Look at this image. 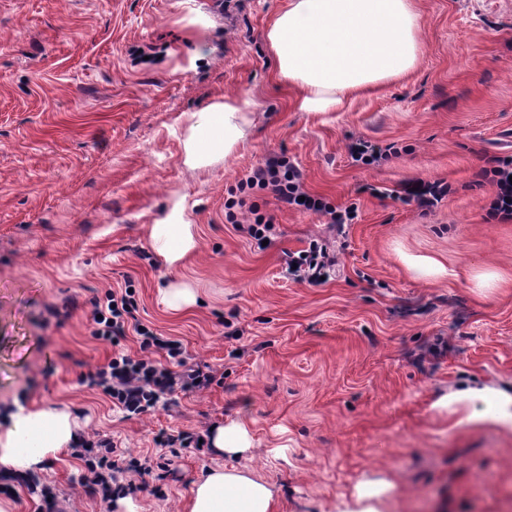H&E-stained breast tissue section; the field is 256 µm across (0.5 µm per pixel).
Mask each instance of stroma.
<instances>
[{"mask_svg": "<svg viewBox=\"0 0 512 512\" xmlns=\"http://www.w3.org/2000/svg\"><path fill=\"white\" fill-rule=\"evenodd\" d=\"M413 2L417 67L310 112L264 40L288 0H0V407L68 408L120 458L168 464L156 489L108 507L72 455L39 476L53 504L1 479L15 512H188L193 481L224 466L268 481L275 512H337L378 479L391 485L382 512H512V422L473 421L467 401L433 407L469 386L512 391V221L488 219L495 188L479 176L512 155V0ZM242 94L256 103L244 140L189 171L192 113ZM359 138L397 151L356 164ZM281 153L310 194L357 206L356 222L340 230L260 192L252 203L275 220L266 248L228 223V188ZM415 179L454 192L424 214L392 196ZM177 205L198 247L173 269L146 230ZM313 240L336 256L327 278L286 275ZM128 280L142 323L221 385L129 418L83 382L112 356L91 334L93 305ZM174 282L198 304L167 310ZM232 421L255 456L158 444Z\"/></svg>", "mask_w": 512, "mask_h": 512, "instance_id": "stroma-1", "label": "stroma"}]
</instances>
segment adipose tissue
<instances>
[{
  "instance_id": "1",
  "label": "adipose tissue",
  "mask_w": 512,
  "mask_h": 512,
  "mask_svg": "<svg viewBox=\"0 0 512 512\" xmlns=\"http://www.w3.org/2000/svg\"><path fill=\"white\" fill-rule=\"evenodd\" d=\"M265 40L280 80L300 91L303 106L314 110L340 107L352 93L401 78L416 68L422 53L419 15L411 0H289L268 26ZM250 107L248 99L228 96L196 113L184 140L185 165L197 170L229 155L244 136ZM149 241L171 265L196 247L191 224L181 219L151 225ZM462 399L494 401L488 420H512V393L488 386L444 395L436 406L443 410ZM6 420L0 466L20 478L65 461L81 433L65 408L18 405L7 410ZM210 444L223 456L256 452L242 422L215 426ZM274 501L273 487L262 478L219 467L193 483L189 512H273Z\"/></svg>"
}]
</instances>
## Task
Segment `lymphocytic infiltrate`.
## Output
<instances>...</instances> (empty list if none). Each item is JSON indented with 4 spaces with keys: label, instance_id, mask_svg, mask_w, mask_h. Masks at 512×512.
Segmentation results:
<instances>
[{
    "label": "lymphocytic infiltrate",
    "instance_id": "f902f5d3",
    "mask_svg": "<svg viewBox=\"0 0 512 512\" xmlns=\"http://www.w3.org/2000/svg\"><path fill=\"white\" fill-rule=\"evenodd\" d=\"M480 175L496 188L487 211L488 218L512 221V155L492 157L490 167L482 169ZM304 181L303 171L287 158L269 157L229 190L224 202L225 216L229 223H237L241 220L236 214L237 208L247 207L248 215L243 220L248 234L256 242H263L273 229L274 218L260 212L258 206H246L245 199L267 191L285 206L325 217L328 223H352L356 217L355 207L336 206L322 197L308 194ZM93 312V336L112 344L115 351L107 364L88 373L87 379L124 411L139 415L155 408L160 396L201 390L213 384L215 376L210 366L189 362L179 340L158 335L139 321L134 293L107 292L104 301L95 303ZM129 328L137 336L140 356L134 357L118 349ZM95 448L94 455L85 459L86 472L81 481L91 493L100 494L107 502L111 499V484L119 466L112 458L110 440L97 441Z\"/></svg>",
    "mask_w": 512,
    "mask_h": 512
}]
</instances>
